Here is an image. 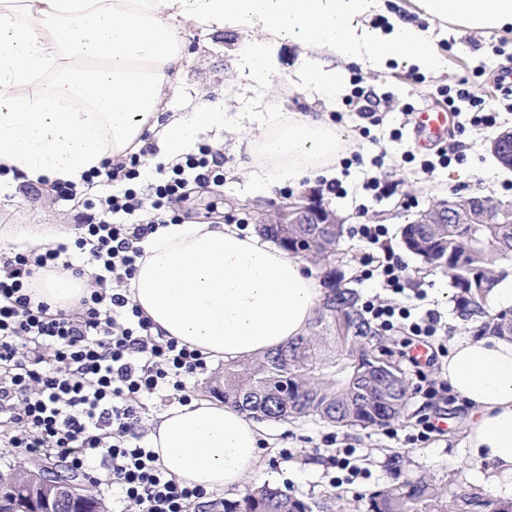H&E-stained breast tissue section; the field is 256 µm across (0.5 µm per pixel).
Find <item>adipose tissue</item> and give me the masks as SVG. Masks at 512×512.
Wrapping results in <instances>:
<instances>
[{
    "label": "adipose tissue",
    "instance_id": "obj_1",
    "mask_svg": "<svg viewBox=\"0 0 512 512\" xmlns=\"http://www.w3.org/2000/svg\"><path fill=\"white\" fill-rule=\"evenodd\" d=\"M430 19L467 31L512 32V0H415ZM382 0H0V170L25 183L81 182L102 162L143 146L178 161L224 112L204 101L159 125L165 88L179 75L183 25L243 35L251 73L271 76L272 48L308 52L377 70L388 62L441 67L428 33L400 17L387 31L367 24ZM349 132L324 117L275 112L248 139L255 190L329 177ZM130 298L154 334L225 362L246 360L308 335L325 290L302 261L234 224H167L143 244ZM86 279L36 278L34 300L75 304ZM441 375L470 410L466 458L488 461L494 495L512 500V336L456 337ZM257 421L200 398L159 415L150 447L169 478L206 494L240 489L255 474Z\"/></svg>",
    "mask_w": 512,
    "mask_h": 512
}]
</instances>
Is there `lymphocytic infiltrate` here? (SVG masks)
Masks as SVG:
<instances>
[{
  "mask_svg": "<svg viewBox=\"0 0 512 512\" xmlns=\"http://www.w3.org/2000/svg\"><path fill=\"white\" fill-rule=\"evenodd\" d=\"M449 112L467 115L472 126L491 128L502 105L512 102V68H499L494 94L464 76L442 89ZM224 159L208 146L188 155L171 172L142 181L140 157L105 161L87 178L100 187L85 199L72 244L60 243L32 256L0 254V428L5 447L31 456L55 454L72 470L89 474L93 491L115 488L144 512H185L201 490L169 479L156 454L143 443L146 400L166 392L189 402L186 380L206 367L204 357L176 339L154 335L152 323L131 303L130 280L143 255L141 243L163 224L170 205L189 184L223 181ZM123 183L113 193L114 183ZM95 266L94 287L76 307L51 310L27 292L40 273L73 265L71 250ZM372 319L387 330L436 337L440 315L405 305L369 301ZM105 464L107 478L95 477Z\"/></svg>",
  "mask_w": 512,
  "mask_h": 512,
  "instance_id": "1",
  "label": "lymphocytic infiltrate"
}]
</instances>
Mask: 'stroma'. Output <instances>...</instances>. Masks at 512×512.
Masks as SVG:
<instances>
[{"label": "stroma", "instance_id": "stroma-1", "mask_svg": "<svg viewBox=\"0 0 512 512\" xmlns=\"http://www.w3.org/2000/svg\"><path fill=\"white\" fill-rule=\"evenodd\" d=\"M392 13L429 31L446 60L441 69L422 71L393 62L378 71L357 64L342 67L333 58H318L301 46L286 43L276 48V71L272 79L265 80L251 74L238 56L239 35L185 24L183 73L168 91L160 119L166 122L186 114L202 99L222 104L223 126L201 133L198 141L223 153L224 181L192 188L187 200L179 204V214L185 224L223 222L243 226L249 232L256 227L257 210L270 209L283 197L315 189L348 229L335 265L361 300L412 305L421 314L429 309L439 312L442 329L437 341L444 345L465 332L479 339L484 335L487 315L475 312L461 316L460 290L453 287L448 275L428 270L421 258L408 252L400 234L418 211L454 193L512 199V170L502 167L489 150L499 131L512 127V112H501L491 129L469 127L462 131L456 123H449L444 141L463 143L467 154L463 164L423 173L419 160L424 151L418 145L419 114L439 111L440 90L480 69L488 58L505 65L512 63V35L466 32L451 24L429 21L413 0H385L383 11L372 16V25L387 29ZM312 64L341 67L344 82L335 98L303 88L304 71ZM356 87L365 94L389 98V108L376 115L347 110L344 99ZM250 112H324L339 117L341 125L352 133L349 154L363 157L359 163L336 165L333 176L341 181L344 195L326 193L322 180L317 179L277 185L263 197H255L253 179L245 165L248 145L239 130ZM374 178L397 183V194L373 200L364 185ZM80 209V201L58 200L46 187L20 184L0 189V225H13L19 233L41 228L72 237ZM360 224L386 226L385 244L406 267L409 287L404 294L386 290L379 276H363L361 261L370 246L355 233ZM442 288L448 291L443 298L438 295ZM467 415V407L458 405L453 393L428 398L416 392L402 418L375 429L341 427L311 417L272 421L268 429L274 441L262 445L253 481L314 505L332 503L342 512H367L371 494L406 478L425 477L440 486L451 481L463 483L482 492L488 463H466L459 456ZM433 416L446 418L444 434L414 447L406 444L405 435L414 433L420 420ZM346 448L352 449L351 462L364 474L336 487L332 479L340 471L331 466L330 459Z\"/></svg>", "mask_w": 512, "mask_h": 512}]
</instances>
